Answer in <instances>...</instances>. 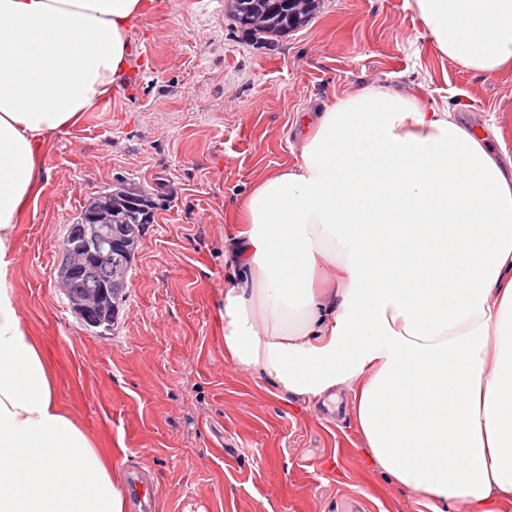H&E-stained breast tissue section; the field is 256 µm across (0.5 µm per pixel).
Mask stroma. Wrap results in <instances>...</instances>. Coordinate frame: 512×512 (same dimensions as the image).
Listing matches in <instances>:
<instances>
[{
  "mask_svg": "<svg viewBox=\"0 0 512 512\" xmlns=\"http://www.w3.org/2000/svg\"><path fill=\"white\" fill-rule=\"evenodd\" d=\"M130 39L125 83L49 136L48 179L19 226L13 286L61 407L119 469L151 474L156 512H422L366 463L347 398L288 397L225 360L231 239L258 179L295 163L297 113L392 85L482 127L512 115V72L484 77L439 55L408 0H322L270 40L235 27L224 0H144ZM122 181L157 209L100 335L55 271L68 224Z\"/></svg>",
  "mask_w": 512,
  "mask_h": 512,
  "instance_id": "1",
  "label": "stroma"
}]
</instances>
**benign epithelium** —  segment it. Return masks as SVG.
<instances>
[{
	"label": "benign epithelium",
	"instance_id": "obj_1",
	"mask_svg": "<svg viewBox=\"0 0 512 512\" xmlns=\"http://www.w3.org/2000/svg\"><path fill=\"white\" fill-rule=\"evenodd\" d=\"M134 193L124 194L114 201L93 202L83 213L80 237L64 244V252L78 253L82 270L95 265L105 258H111L109 274L86 287H79V294L73 297L74 307L89 313L91 306L112 300V308H118L126 288L125 258L137 246L143 232L141 225L128 220L139 205L133 202Z\"/></svg>",
	"mask_w": 512,
	"mask_h": 512
}]
</instances>
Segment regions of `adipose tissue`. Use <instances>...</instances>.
<instances>
[{
  "mask_svg": "<svg viewBox=\"0 0 512 512\" xmlns=\"http://www.w3.org/2000/svg\"><path fill=\"white\" fill-rule=\"evenodd\" d=\"M438 53L512 69V0H410ZM142 0H0V512H126L22 325L18 226L48 136L131 65ZM224 356L304 400L348 392L364 451L427 512L512 497V175L454 109L393 87L324 105L242 209Z\"/></svg>",
  "mask_w": 512,
  "mask_h": 512,
  "instance_id": "1",
  "label": "adipose tissue"
}]
</instances>
